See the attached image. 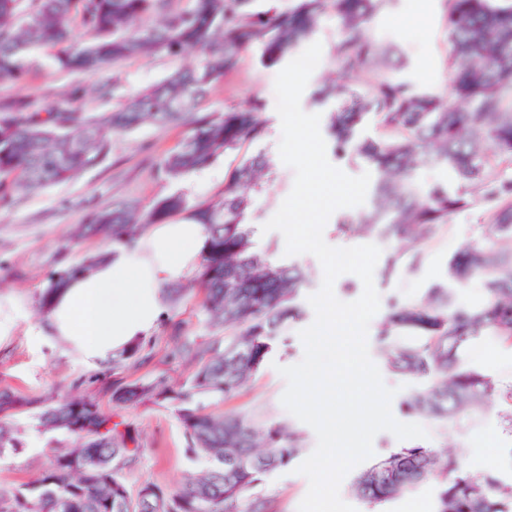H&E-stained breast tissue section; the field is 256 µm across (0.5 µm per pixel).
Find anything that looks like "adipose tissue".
I'll return each mask as SVG.
<instances>
[{
    "label": "adipose tissue",
    "instance_id": "adipose-tissue-1",
    "mask_svg": "<svg viewBox=\"0 0 512 512\" xmlns=\"http://www.w3.org/2000/svg\"><path fill=\"white\" fill-rule=\"evenodd\" d=\"M205 242L200 224L150 226L135 249H117L71 279L30 335L54 336L87 370L105 372L113 353L158 327L162 288L197 267Z\"/></svg>",
    "mask_w": 512,
    "mask_h": 512
}]
</instances>
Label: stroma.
Listing matches in <instances>:
<instances>
[{
  "label": "stroma",
  "mask_w": 512,
  "mask_h": 512,
  "mask_svg": "<svg viewBox=\"0 0 512 512\" xmlns=\"http://www.w3.org/2000/svg\"><path fill=\"white\" fill-rule=\"evenodd\" d=\"M444 12V0H428L423 11L418 9L417 0H391L368 27L373 38L399 46L403 53L400 76L422 90H440L446 83L448 38ZM337 37L335 16L325 14L314 35L322 44V56L311 82L338 74L334 52ZM201 57L196 49L185 50L176 57H130L103 76L104 81H117L115 97L102 99L90 94L78 101L70 100L66 90L71 83L83 81V74L55 71L45 60L23 81L0 83V100L22 98L37 109L51 94L63 107L100 115L174 71L194 67ZM277 73V68L262 66L255 51H247L237 69L216 82L198 108L221 113L242 107L258 95L266 101L267 128L275 130L281 125L275 109ZM188 134V125L180 122L166 126L146 123L136 130L112 135L110 151L98 167L38 192L16 188L13 204L0 209V313L10 316L14 323L11 334L0 338V389L56 401L82 395L95 397L104 410L113 411L117 419L139 434L140 453L127 473L133 485L151 480L177 487L190 482L202 470V463L190 460L184 452L186 441L173 410L151 403L113 408L101 375L86 371L53 340L27 335L26 330L31 322L42 318L38 296L52 273L88 263L91 257L109 250L111 243L107 239L78 234L88 209L117 204L146 209L158 198L173 193L184 195L193 204L216 202L222 197L225 178L241 158L270 150L269 141L264 138L245 146L241 153L219 155L209 167L180 180L161 178L156 171L158 163L177 150ZM489 215L486 208L462 211L432 236L419 237L408 244L380 241L382 255L401 251L418 254L419 259L389 276L382 268H375L374 284L381 311L369 324V347H376L383 313L393 300H423L430 288L444 281L448 261L456 251L471 243H483V226ZM313 319L314 312L309 309L302 320L289 324V353L273 355L262 372L234 397L206 400L207 410L216 414L267 410L275 417H287L281 403L287 383L279 369L302 359L304 348L298 333ZM142 345L145 357L125 369L127 380L148 381L162 374L178 384L188 376L189 367L172 354L165 328H157L143 339ZM463 364L492 378L498 395L459 424H446L425 415L417 417V424L427 431L422 443L438 456L455 454L465 471L492 469L502 479H510L512 431L506 428L504 416L508 407L499 394L512 388V343L479 337L465 351ZM15 421L21 429L23 449L15 457L0 460V483L5 485L30 480L45 467L51 448L71 446L77 441L70 433L43 430L28 413L19 414ZM308 488L307 478L288 466L268 476L263 492L271 500L273 512H298Z\"/></svg>",
  "instance_id": "35a3bbf8"
}]
</instances>
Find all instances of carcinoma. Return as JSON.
<instances>
[{
	"label": "carcinoma",
	"mask_w": 512,
	"mask_h": 512,
	"mask_svg": "<svg viewBox=\"0 0 512 512\" xmlns=\"http://www.w3.org/2000/svg\"><path fill=\"white\" fill-rule=\"evenodd\" d=\"M251 2L192 0L189 9L178 10L171 0H0L1 82L23 80L41 52L61 72L90 75L136 54L177 56L189 48L203 54L195 68L172 74L99 117L52 100L39 111L21 99L1 100L0 203L10 202L17 185L37 191L98 166L110 133L148 120L189 122L185 142L160 165L170 180L211 165L221 152L261 140L262 97L219 115L199 111L200 100L238 67L245 51L259 48L266 67L284 62L331 11L340 27L335 54L342 74H373L364 93L345 83L318 82L311 94L314 103H336L327 123L333 154L360 161L375 175L368 207L342 215L339 227L358 224L371 236L406 241L435 231L481 199L495 204L484 225L485 243L457 251L446 280L430 288L427 299L393 302L378 338L387 371L417 381L400 411L456 421L494 391L485 374L462 365L465 347L487 335L512 342V0H447L444 91L419 90L394 75V50L368 34L369 23L390 0H297L286 12H256ZM76 29L90 40L75 45ZM369 118L380 128L377 138L361 136ZM428 164L447 169L450 182H421L419 171ZM264 174L270 182H287L259 153L231 172L217 205H191L176 193L138 215L126 206L98 209L80 228L83 235L110 237L112 245L131 249L146 228L174 214L187 211L205 225L194 282L215 332L191 337L182 322L170 323V338L190 375L177 387L163 376L147 383L118 376L141 354L138 342L113 355L115 378L107 386L117 407H171L186 456L204 461L205 471L181 487L143 481L132 488L125 470L140 448L124 422L92 399L49 403L1 389L0 459L22 450L13 420L23 411H34L43 427L75 434L81 443L56 449L35 479L0 486V512H271L264 484L272 471L304 454L300 435L268 412L217 415L202 403L232 395L274 354L288 352V323L303 316L306 271L273 258L272 245L258 250L254 240L251 204L266 188ZM79 271L74 267L48 280L39 295L44 311ZM477 275L485 281L483 301L455 303L448 285ZM163 294L175 309L185 288L173 284ZM428 480L437 487L435 512H512V486L495 473L472 474L454 455L440 459L420 445L378 459L355 477L354 486L375 509Z\"/></svg>",
	"instance_id": "cac0c4a2"
}]
</instances>
